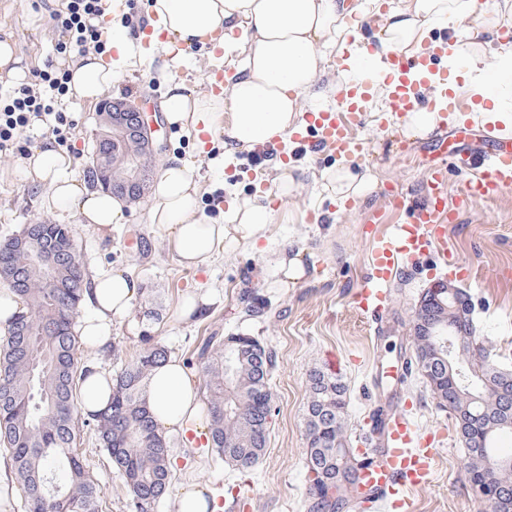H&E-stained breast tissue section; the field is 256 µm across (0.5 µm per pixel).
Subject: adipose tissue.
Masks as SVG:
<instances>
[{"label": "adipose tissue", "mask_w": 512, "mask_h": 512, "mask_svg": "<svg viewBox=\"0 0 512 512\" xmlns=\"http://www.w3.org/2000/svg\"><path fill=\"white\" fill-rule=\"evenodd\" d=\"M148 17L165 58L155 70L168 86L163 111L169 123L195 134L223 133L229 151L248 150L272 140L287 141L307 101H326L338 88L326 79L331 49L344 48L360 21L374 20L381 52L371 67L378 91H386L389 67L383 56L419 49L433 27L449 31L446 59L462 71V92L474 98V120L512 127V40L501 29L512 28V0H398L380 12L378 0L352 8L345 0H151ZM497 37L487 49L483 35ZM218 44L234 61L221 94L200 93L177 82L174 71L188 49ZM124 41L110 36L109 48L78 55L69 66L68 96L96 106L129 65ZM24 178L40 192L45 207L76 216L80 223L110 231L124 223V203L111 193L88 189L73 171V160L51 139L30 148L21 161ZM318 185L330 198H363L375 190L371 172L350 168L321 172ZM292 172L278 168L272 189L262 198L230 199L225 222L200 210L204 188L186 162L161 164L146 208L180 264L189 270L209 268L232 249H257L273 224L278 205L300 190ZM139 291L124 273L103 271L89 282L90 315L83 326L89 345L104 346L114 319L125 317ZM148 408L165 431L196 440L208 433L210 418L192 375L176 357L155 367L147 382Z\"/></svg>", "instance_id": "obj_1"}]
</instances>
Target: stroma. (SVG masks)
Returning a JSON list of instances; mask_svg holds the SVG:
<instances>
[{
  "label": "stroma",
  "mask_w": 512,
  "mask_h": 512,
  "mask_svg": "<svg viewBox=\"0 0 512 512\" xmlns=\"http://www.w3.org/2000/svg\"><path fill=\"white\" fill-rule=\"evenodd\" d=\"M62 0H0V39L11 36L29 69L50 59L55 42L51 13ZM112 88V100H129L161 107L166 88L151 79L142 64L139 46ZM232 76L223 50L199 47L176 70V80L208 91L213 71ZM76 125L70 135V154L78 177H85L97 112L63 101ZM367 142L363 156L347 158L332 152L319 155L286 142L282 148L295 167L303 189L294 204L271 225L262 250L236 251L219 257L204 272L182 268L167 247L164 235L146 221V200L131 203L125 223L100 232L95 225L78 223L67 213L47 211L37 190L24 179L16 158L0 154V241L17 234L23 225L50 222L69 225L86 274L121 271L136 279L142 291L129 315L114 321L107 346L99 351L81 348L83 365L116 374L136 358L142 332L181 359L194 374H201L197 348L211 333L244 331L273 349L278 366L271 390L273 411L265 454L248 471L224 463L214 465L210 455H197L182 436L170 433L177 461L164 501L153 512H172L173 501L186 482L218 492L223 512H312L306 490L307 440L305 421L308 380L316 371L329 372L330 361L340 365L339 377L347 387L346 434L352 447L376 453L378 442L369 433V415L375 406L402 408L411 402L410 416L422 433L440 436L430 483L414 492V512H478L479 502L465 470L466 448L449 410L437 405L419 374L399 382L402 365L413 355L410 334L413 310L422 292L447 280L448 270L436 255L415 261L390 288L389 306L380 326L353 306V296L367 273L370 242L364 231L373 211L384 210L389 220L398 215L389 204L388 190L397 187L420 195L424 171L418 154H403L404 135L388 125L384 100L370 98L358 133ZM161 152L148 158L149 167L186 161L197 170L206 188L204 213L221 217L230 198L267 191L268 165L245 173L248 152L224 157L223 135H195L161 123L155 133ZM349 165L352 171H371L377 188L361 200L336 201L318 197L312 175L331 166ZM449 252L468 269L457 287L467 289L474 303L476 334L497 364L512 371V192L477 204L448 225ZM301 252L304 276L283 286L267 269L270 252ZM209 292L211 302L200 313L180 320L176 312L195 292ZM263 300L257 317L244 313L247 295ZM80 449L87 470L103 490L102 512H130L128 494L107 452L100 448L92 427L80 429Z\"/></svg>",
  "instance_id": "1"
}]
</instances>
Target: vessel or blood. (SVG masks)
<instances>
[{"label": "vessel or blood", "instance_id": "obj_1", "mask_svg": "<svg viewBox=\"0 0 512 512\" xmlns=\"http://www.w3.org/2000/svg\"><path fill=\"white\" fill-rule=\"evenodd\" d=\"M444 49V43H431L413 58L389 56L387 112L391 123L440 104L449 111L465 110V102L448 89L447 69L438 65ZM422 82L432 86L430 97L420 94ZM371 88L367 79L341 86L335 107L307 111L304 127L291 133V141L315 152L363 154L365 146L356 132L363 124ZM438 129L437 138L422 155L426 182L421 196L414 199L392 192V204L405 219L391 233L378 232L372 237L370 272L355 294L357 309L371 320H378L385 311L389 286L409 263L434 253L444 265H456L444 240L447 223L478 202L512 190V136L468 137L452 145L446 134L447 121H440ZM452 169L467 176L453 201L448 198V172ZM377 430L382 448L366 468L361 489L367 497L388 499L393 512H413V492L425 487L433 474L436 438L419 436L407 416L393 411L379 417Z\"/></svg>", "mask_w": 512, "mask_h": 512}]
</instances>
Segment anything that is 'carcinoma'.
<instances>
[{
	"mask_svg": "<svg viewBox=\"0 0 512 512\" xmlns=\"http://www.w3.org/2000/svg\"><path fill=\"white\" fill-rule=\"evenodd\" d=\"M126 150L138 155L146 167V151L121 140V132L101 126L93 144V155L113 156ZM91 184L112 191L113 173L90 165ZM69 257L52 280L44 277L36 252ZM0 279L6 284L20 281L10 291L23 308L11 322L0 345V450L5 452L20 484L27 512H101L103 491L86 470L77 452L80 436L75 414L82 379L90 373L79 364L81 336L75 318L88 288L83 266L66 224L39 225V239L22 240L15 235L0 242ZM471 295L456 289V295L425 292L413 314L415 358L437 352L448 355V339L464 333L461 359L476 366L482 379L462 380L448 373L436 360L428 385L434 398L440 392L460 388L453 403L460 418L459 433L467 450V474L483 471L495 458L496 438L512 432V423H499L502 400L512 398V379L504 382L499 370L478 341L473 321ZM143 348L112 379V400L107 409L93 416L100 446L121 476L135 512H150L166 497L171 478L170 442L153 422L143 396L151 368L169 356V350L153 337H141ZM259 340L247 333L212 334L199 349L205 373V399L211 415L209 440L218 457L241 470L251 468L264 454L267 439L262 421L272 402L269 376L276 355L256 363L253 353ZM346 386L339 378L315 371L309 378V401L305 423L307 440L306 478L309 495L319 512H336L343 503L326 497L324 485L311 471L334 470L343 465L346 474L363 470L367 458L350 449L342 462L337 448L345 436ZM496 482L511 492L506 501L486 512H512V468L498 471Z\"/></svg>",
	"mask_w": 512,
	"mask_h": 512,
	"instance_id": "1",
	"label": "carcinoma"
}]
</instances>
